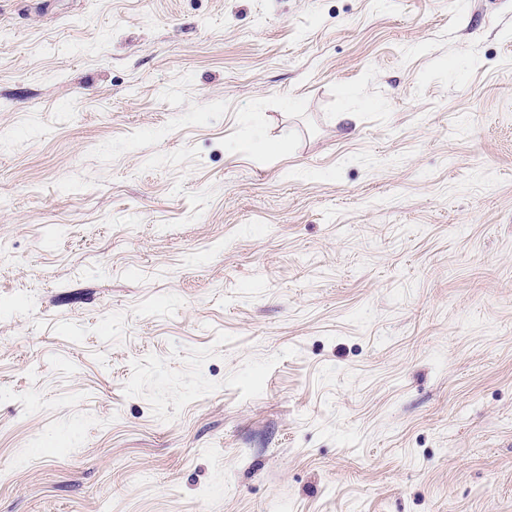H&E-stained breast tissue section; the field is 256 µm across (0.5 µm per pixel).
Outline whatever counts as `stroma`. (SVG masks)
<instances>
[{"mask_svg": "<svg viewBox=\"0 0 512 512\" xmlns=\"http://www.w3.org/2000/svg\"><path fill=\"white\" fill-rule=\"evenodd\" d=\"M0 512H512V0H0Z\"/></svg>", "mask_w": 512, "mask_h": 512, "instance_id": "35a3bbf8", "label": "stroma"}]
</instances>
